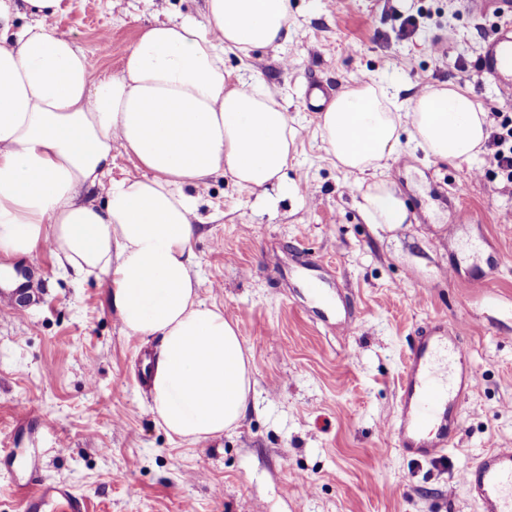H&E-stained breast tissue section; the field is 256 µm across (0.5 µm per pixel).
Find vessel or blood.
<instances>
[{
	"label": "vessel or blood",
	"instance_id": "b4317fda",
	"mask_svg": "<svg viewBox=\"0 0 512 512\" xmlns=\"http://www.w3.org/2000/svg\"><path fill=\"white\" fill-rule=\"evenodd\" d=\"M480 74L505 92L512 93V26L499 27L487 42ZM452 357L457 375L445 380L433 369L439 352ZM478 386L469 368L459 331L434 323L421 333L406 359L400 390V414L394 429L398 447L411 455L431 458L450 444L448 425L468 394ZM39 459L31 457L25 484L18 486L22 512H87L85 500L64 483L46 484L39 479ZM461 483L481 512H512V448L485 452L461 474Z\"/></svg>",
	"mask_w": 512,
	"mask_h": 512
}]
</instances>
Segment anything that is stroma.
Returning <instances> with one entry per match:
<instances>
[{"label": "stroma", "instance_id": "1", "mask_svg": "<svg viewBox=\"0 0 512 512\" xmlns=\"http://www.w3.org/2000/svg\"><path fill=\"white\" fill-rule=\"evenodd\" d=\"M204 0H59V33L120 74L126 50L157 21L201 17ZM420 28L399 41L403 17ZM494 18L468 0H291L288 39L224 54L228 88L260 85L285 107L296 148L265 192L213 176L192 242L198 297L237 322L253 384L240 424L188 443L169 434L136 378L156 341L128 334L107 283L59 268L48 248L0 254V291L27 290L0 311V512H20L24 459L86 497L90 512H480L458 475L482 453L512 447V183L485 154L425 157L402 141L388 177L405 224H370L362 176L322 142L306 92L375 78L420 93L460 84L436 66L476 69ZM326 269L306 288L300 258ZM466 323L461 337L479 385L458 409L451 446L434 459L397 448L400 376L419 330ZM51 429H44L43 419ZM64 438L66 452L55 441Z\"/></svg>", "mask_w": 512, "mask_h": 512}]
</instances>
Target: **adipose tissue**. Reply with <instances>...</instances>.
<instances>
[{"instance_id": "ef3b65f1", "label": "adipose tissue", "mask_w": 512, "mask_h": 512, "mask_svg": "<svg viewBox=\"0 0 512 512\" xmlns=\"http://www.w3.org/2000/svg\"><path fill=\"white\" fill-rule=\"evenodd\" d=\"M58 0H0V252L48 245L60 268L96 275L124 329L160 337L151 408L172 436L196 442L238 425L252 385L236 323L201 302L191 263L197 201L185 188L216 175L261 190L288 163L295 131L284 107L248 86L227 89L224 52L274 47L290 0H205L202 18L149 25L119 75L55 30ZM33 23L19 25L24 16ZM328 154L350 174L375 172L360 207L373 224L409 213L386 172L401 134L426 156L467 161L487 138L468 91L398 99L376 81L321 113ZM122 152L143 176L83 199Z\"/></svg>"}]
</instances>
